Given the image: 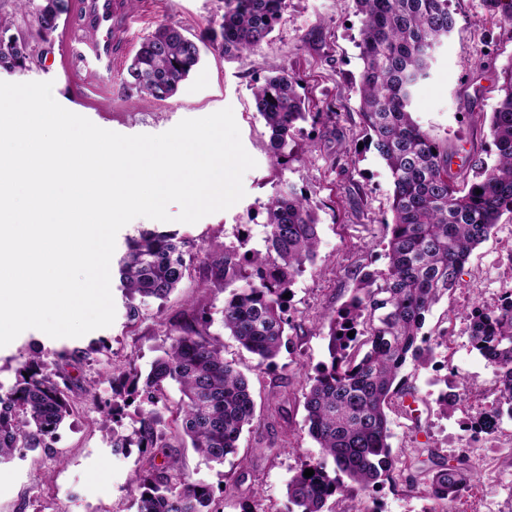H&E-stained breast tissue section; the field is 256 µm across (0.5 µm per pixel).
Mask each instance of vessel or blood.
Returning <instances> with one entry per match:
<instances>
[{
  "label": "vessel or blood",
  "mask_w": 512,
  "mask_h": 512,
  "mask_svg": "<svg viewBox=\"0 0 512 512\" xmlns=\"http://www.w3.org/2000/svg\"><path fill=\"white\" fill-rule=\"evenodd\" d=\"M72 8L78 29L68 38L70 58L87 74H111L132 22L127 0H74Z\"/></svg>",
  "instance_id": "b4317fda"
}]
</instances>
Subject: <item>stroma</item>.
<instances>
[{
  "instance_id": "obj_1",
  "label": "stroma",
  "mask_w": 512,
  "mask_h": 512,
  "mask_svg": "<svg viewBox=\"0 0 512 512\" xmlns=\"http://www.w3.org/2000/svg\"><path fill=\"white\" fill-rule=\"evenodd\" d=\"M287 7L269 41L247 59L225 56L211 42V22L221 20L224 0H130L135 21L131 45L111 76L92 80L75 75L66 53V34L74 25L64 13L58 29L37 43L40 62L22 71L0 70V81H49L53 96L66 109L95 125L124 135L160 134L186 118H200L232 108L245 150L256 160L243 176L244 197L230 209L194 224L173 221L164 230L185 238L189 268L180 288L168 299L140 301V318L128 319L120 289L112 296L116 317L109 327L79 338H52L36 329L21 333L0 348V388L9 389L17 370L33 353L54 362L64 348L106 344L113 362L134 361L148 372L163 344L158 321L174 317L188 303L222 307L224 294L202 284L196 260L199 249H218L247 239L262 248L265 205L281 189L303 191L315 207L321 241L314 263L295 279L289 316V344L270 365L256 359L224 333L221 319L210 331L224 341V357L250 380L256 419L243 433L237 454L223 465L207 462L181 435L168 428V441L191 480L213 490V512H286L290 477L319 449L304 425L302 394L315 367L328 358V336L315 329L313 317L333 312L350 301L362 273L385 268L384 247L390 237L391 178L371 151L355 153L362 142L359 101L353 87L361 71L357 41L360 19L351 0H286ZM455 27L437 50L429 78L419 89L414 117L449 152L486 156L493 145L489 119L499 98L497 73L512 60V25L502 23L484 0H449ZM183 28L201 49L198 69L170 99L139 94L126 83V66L145 37L162 23ZM493 45L496 57L480 64L481 51ZM294 76L296 91L312 119L298 122L300 152L285 165L268 152V131L256 111L253 89L279 72ZM334 111L336 122L325 130L321 113ZM512 213H504L489 237L471 254L460 285L445 294L426 317L423 331L447 336L431 361L407 363L402 372L417 400L388 410L390 444L399 463L392 479L367 494L374 512H423L421 491L428 460L456 463L467 458L474 481L455 502L456 512H512V419L503 418L495 447L472 448L466 431L473 417L495 407V370L472 349L466 311L480 303L493 308L512 291ZM90 395L78 399L49 447L26 451L0 465V512H136L130 477L146 460L137 448L113 451L100 427L98 403L112 395L105 365L79 372ZM454 391V407L438 399Z\"/></svg>"
}]
</instances>
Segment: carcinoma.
Masks as SVG:
<instances>
[{
	"mask_svg": "<svg viewBox=\"0 0 512 512\" xmlns=\"http://www.w3.org/2000/svg\"><path fill=\"white\" fill-rule=\"evenodd\" d=\"M61 0H40L26 33L16 36L22 52L0 42V69H24L30 41L47 40L58 27ZM361 16L357 47L359 115L366 138L392 178L391 236L386 268L362 275L357 294L337 312L321 316L328 327L327 360L303 393L304 423L321 449L288 481L287 512H327V500L345 492L365 493L391 477L395 458L387 409L410 393L399 379L406 364L427 359L431 347L422 333L426 316L444 293L459 285L464 265L490 235L503 212L512 213V61L498 73L501 96L491 112L495 158L471 160L472 179L452 172L448 146L436 141L412 118L410 108L428 78L437 48L455 24L449 0H352ZM285 0H224L219 32L224 55L246 57L264 42L281 18ZM201 58L199 45L182 29L159 24L140 44L127 67L128 84L156 100L173 96ZM297 80L283 71L254 90L255 107L269 133L272 159L284 165L295 155L296 124L307 120ZM481 193H476V190ZM265 250L226 247L204 252L203 281L234 284L220 309L224 330L268 365L285 346L291 286L320 243L319 219L308 198L294 188L281 190L265 205ZM186 242L147 230L128 241L119 260L120 282L130 318L140 316L134 300L167 299L188 268ZM472 348L497 371L495 392L508 400L480 415L477 426L495 432L503 414L512 418V292L494 309L476 306L469 314ZM211 310L191 308L158 323L166 336L149 372L112 368V400L103 405L102 425L112 431V448L136 444L151 464L137 470V512H211L212 490L194 483L160 427L171 410L180 430L207 462L224 464L238 451L252 426L255 403L248 379L224 360V343L210 333ZM354 336H347L348 332ZM103 348H64L54 367L29 357L16 383L0 393V463L24 449L46 448L75 407V397L90 390L67 368L98 361ZM174 382L180 401L168 406L165 387ZM136 419L134 438L118 430L129 407ZM164 461L155 463L156 456ZM314 470L311 477L304 476ZM474 477L462 459L427 470L423 512H453L452 504Z\"/></svg>",
	"mask_w": 512,
	"mask_h": 512,
	"instance_id": "obj_1",
	"label": "carcinoma"
}]
</instances>
